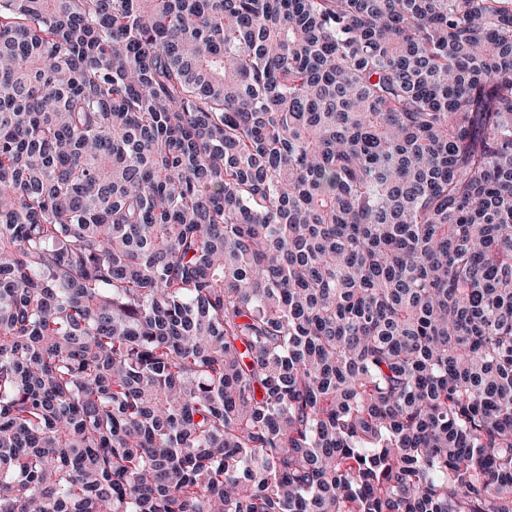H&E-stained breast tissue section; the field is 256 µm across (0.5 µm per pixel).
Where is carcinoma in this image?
<instances>
[{
    "mask_svg": "<svg viewBox=\"0 0 512 512\" xmlns=\"http://www.w3.org/2000/svg\"><path fill=\"white\" fill-rule=\"evenodd\" d=\"M0 512H512V0H0Z\"/></svg>",
    "mask_w": 512,
    "mask_h": 512,
    "instance_id": "carcinoma-1",
    "label": "carcinoma"
}]
</instances>
